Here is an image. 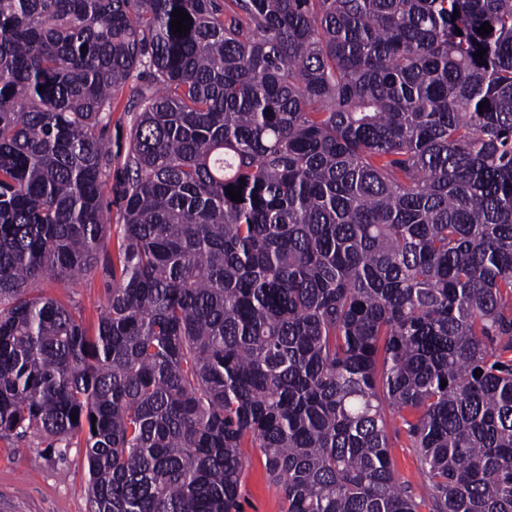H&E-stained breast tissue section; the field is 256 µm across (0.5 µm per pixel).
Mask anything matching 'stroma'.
Returning <instances> with one entry per match:
<instances>
[{
    "mask_svg": "<svg viewBox=\"0 0 512 512\" xmlns=\"http://www.w3.org/2000/svg\"><path fill=\"white\" fill-rule=\"evenodd\" d=\"M42 293L67 305L91 329L107 302L106 284L97 269L75 279L44 281ZM388 435L396 478L418 487L419 454L398 416H391ZM244 455V512H280V492L270 482L259 450L248 448ZM0 512H90L83 448L61 441L52 444L35 434L0 439Z\"/></svg>",
    "mask_w": 512,
    "mask_h": 512,
    "instance_id": "35a3bbf8",
    "label": "stroma"
}]
</instances>
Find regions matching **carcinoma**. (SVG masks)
Returning <instances> with one entry per match:
<instances>
[{
	"label": "carcinoma",
	"instance_id": "cac0c4a2",
	"mask_svg": "<svg viewBox=\"0 0 512 512\" xmlns=\"http://www.w3.org/2000/svg\"><path fill=\"white\" fill-rule=\"evenodd\" d=\"M126 89L91 333L35 291ZM392 411L431 512H512V0H0V437L84 435L92 512H243L244 448L281 512H418ZM120 170L117 172V167H114L112 164V177L110 178V182L108 185L107 199L110 202V216L112 218L111 221V229L107 234L106 238L103 240L100 249V260L102 262L103 258L110 257L115 258L118 249V243L120 241V233H119V224L121 223L120 219V209H121V201L113 188H115V184L119 179H121ZM112 186V191L110 187ZM388 435L389 458L396 478L403 484L417 488L421 480L419 454L417 449L410 448L406 425L397 415L389 419Z\"/></svg>",
	"mask_w": 512,
	"mask_h": 512
}]
</instances>
